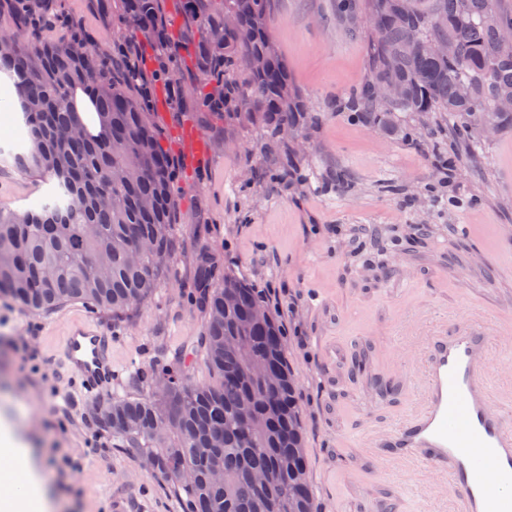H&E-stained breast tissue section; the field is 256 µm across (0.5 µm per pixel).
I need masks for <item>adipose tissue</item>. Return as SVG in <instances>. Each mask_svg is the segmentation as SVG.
<instances>
[{
  "label": "adipose tissue",
  "instance_id": "ef3b65f1",
  "mask_svg": "<svg viewBox=\"0 0 512 512\" xmlns=\"http://www.w3.org/2000/svg\"><path fill=\"white\" fill-rule=\"evenodd\" d=\"M32 450L8 426L0 427V512H50Z\"/></svg>",
  "mask_w": 512,
  "mask_h": 512
}]
</instances>
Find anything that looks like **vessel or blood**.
<instances>
[{
	"instance_id": "b4317fda",
	"label": "vessel or blood",
	"mask_w": 512,
	"mask_h": 512,
	"mask_svg": "<svg viewBox=\"0 0 512 512\" xmlns=\"http://www.w3.org/2000/svg\"><path fill=\"white\" fill-rule=\"evenodd\" d=\"M383 351L406 380L403 405L351 409L362 427L338 447L368 449L384 471L410 475L422 512H512V333L472 316L402 330ZM65 357L89 390H111L112 339L98 325L75 327Z\"/></svg>"
}]
</instances>
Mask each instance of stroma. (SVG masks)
Returning <instances> with one entry per match:
<instances>
[{
	"label": "stroma",
	"mask_w": 512,
	"mask_h": 512,
	"mask_svg": "<svg viewBox=\"0 0 512 512\" xmlns=\"http://www.w3.org/2000/svg\"><path fill=\"white\" fill-rule=\"evenodd\" d=\"M168 46L138 38L141 70L153 72L179 42L186 0H160ZM64 12L109 46L127 37L123 0H62ZM274 39L315 119L296 156L297 179L262 180L278 148L252 129L225 135L222 117L193 105L194 53H184L178 83L189 105L173 110L166 77L151 84L148 112L174 161L176 200L170 257L144 303L115 315L80 303L33 314L0 298V424L34 448L48 477L54 512H182L137 449L117 447L95 419V399L62 357L65 337L93 320L111 333L114 396L142 391L136 372L153 362L215 383L199 339L206 313L195 299L194 258L213 254L220 273L252 287L273 281L282 304L285 355L298 382L304 453L317 512H416L403 475H385L362 448H340L354 433L346 406L397 411L401 379L380 363L379 344L397 327L399 304L413 294L430 326L487 313L490 331L512 317V130L456 138L438 113L403 112L389 132L347 101L371 71V31L351 34L336 0H273ZM195 130L208 144L195 156ZM44 185L0 154V208L39 207ZM372 482L369 496L336 489L334 471Z\"/></svg>",
	"instance_id": "obj_1"
}]
</instances>
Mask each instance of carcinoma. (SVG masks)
<instances>
[{"instance_id": "1", "label": "carcinoma", "mask_w": 512, "mask_h": 512, "mask_svg": "<svg viewBox=\"0 0 512 512\" xmlns=\"http://www.w3.org/2000/svg\"><path fill=\"white\" fill-rule=\"evenodd\" d=\"M129 37L163 29L158 0H124ZM347 0L345 17L359 8L374 32L372 70L349 106L366 119L397 127L399 112H440L465 139L487 121L512 129V111L496 109L512 97V56L499 52L512 9L494 0ZM200 33L198 79L213 85L203 99L229 127H256L284 146L278 171L291 173L295 150L281 130L313 123L270 30L272 0H188ZM31 39L0 33V81L15 88L14 111L22 146L8 151L16 166L47 185L37 210L0 209V297L30 313L81 302L121 312L157 288L166 263L174 209L173 173L158 145L143 99L129 84L100 83L111 51L92 39L43 36L34 19ZM446 39L453 52L429 55L426 43ZM261 56L267 65L252 68ZM403 97L381 102L374 88L388 77ZM81 89L99 120L92 133L73 109ZM197 286L207 320L200 337L204 361L217 385L198 383L167 365L138 372L145 391L94 403L117 446L138 448L157 461L155 474L172 483L184 512H315L296 384L284 356L283 328L260 289L227 273L213 288L212 259L196 256ZM250 432L239 434L242 417ZM270 476L266 486L253 480Z\"/></svg>"}]
</instances>
